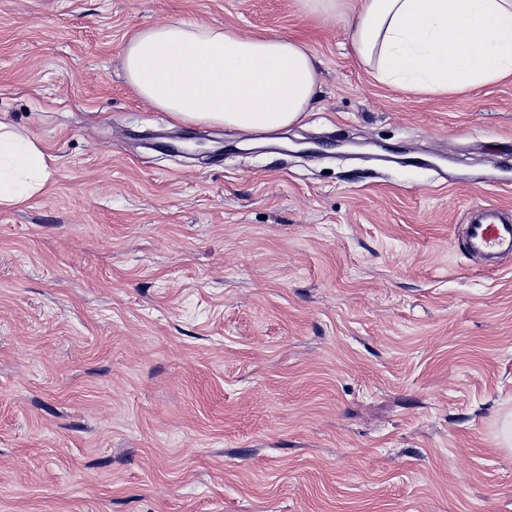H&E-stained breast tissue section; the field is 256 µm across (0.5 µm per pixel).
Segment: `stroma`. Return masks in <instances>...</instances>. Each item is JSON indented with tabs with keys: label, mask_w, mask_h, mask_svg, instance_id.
<instances>
[{
	"label": "stroma",
	"mask_w": 512,
	"mask_h": 512,
	"mask_svg": "<svg viewBox=\"0 0 512 512\" xmlns=\"http://www.w3.org/2000/svg\"><path fill=\"white\" fill-rule=\"evenodd\" d=\"M175 20L305 43L302 121L143 99L124 46ZM0 121L53 158L0 209V512H512V257L464 246L512 76L401 90L300 0H0Z\"/></svg>",
	"instance_id": "stroma-1"
}]
</instances>
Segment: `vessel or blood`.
I'll use <instances>...</instances> for the list:
<instances>
[{
    "mask_svg": "<svg viewBox=\"0 0 512 512\" xmlns=\"http://www.w3.org/2000/svg\"><path fill=\"white\" fill-rule=\"evenodd\" d=\"M465 224L470 254L488 258L512 254V213L494 204L478 205L467 211Z\"/></svg>",
    "mask_w": 512,
    "mask_h": 512,
    "instance_id": "1",
    "label": "vessel or blood"
}]
</instances>
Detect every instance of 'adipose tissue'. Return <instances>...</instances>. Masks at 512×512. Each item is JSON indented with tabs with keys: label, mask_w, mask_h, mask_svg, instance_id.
Here are the masks:
<instances>
[{
	"label": "adipose tissue",
	"mask_w": 512,
	"mask_h": 512,
	"mask_svg": "<svg viewBox=\"0 0 512 512\" xmlns=\"http://www.w3.org/2000/svg\"><path fill=\"white\" fill-rule=\"evenodd\" d=\"M323 18L349 13L356 57L376 78L419 93L463 91L512 75V0H301ZM138 94L179 122L268 133L299 122L317 89L315 58L293 39L172 21L124 47ZM44 147L0 122V207L41 193Z\"/></svg>",
	"instance_id": "adipose-tissue-1"
}]
</instances>
